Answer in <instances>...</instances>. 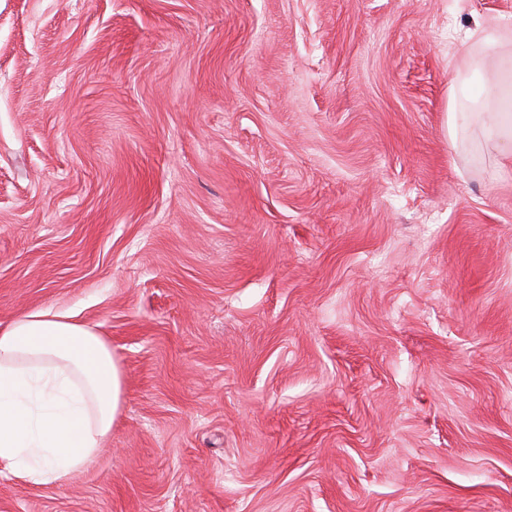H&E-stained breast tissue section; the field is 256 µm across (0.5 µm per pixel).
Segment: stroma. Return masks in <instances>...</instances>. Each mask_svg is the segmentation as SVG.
<instances>
[{
	"label": "stroma",
	"instance_id": "35a3bbf8",
	"mask_svg": "<svg viewBox=\"0 0 512 512\" xmlns=\"http://www.w3.org/2000/svg\"><path fill=\"white\" fill-rule=\"evenodd\" d=\"M503 58L512 0H0V328L124 372L0 512H512V159L446 127Z\"/></svg>",
	"mask_w": 512,
	"mask_h": 512
}]
</instances>
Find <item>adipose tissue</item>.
I'll use <instances>...</instances> for the list:
<instances>
[{
  "label": "adipose tissue",
  "instance_id": "adipose-tissue-1",
  "mask_svg": "<svg viewBox=\"0 0 512 512\" xmlns=\"http://www.w3.org/2000/svg\"><path fill=\"white\" fill-rule=\"evenodd\" d=\"M476 119L512 142V73L489 110L466 114L450 101L449 136ZM122 400L110 343L71 313L33 311L0 329V465L17 480L67 482L111 436Z\"/></svg>",
  "mask_w": 512,
  "mask_h": 512
}]
</instances>
